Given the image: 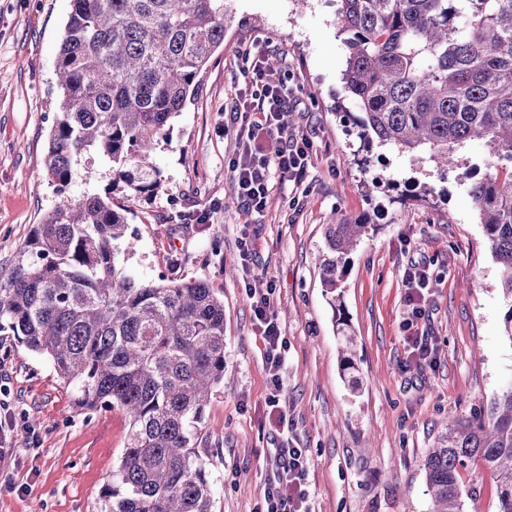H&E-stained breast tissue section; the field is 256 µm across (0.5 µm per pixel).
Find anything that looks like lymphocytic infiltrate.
Masks as SVG:
<instances>
[{
	"label": "lymphocytic infiltrate",
	"instance_id": "obj_1",
	"mask_svg": "<svg viewBox=\"0 0 512 512\" xmlns=\"http://www.w3.org/2000/svg\"><path fill=\"white\" fill-rule=\"evenodd\" d=\"M268 47L254 43L247 51L243 83L235 91L232 112L239 125L240 148L227 164L234 189L248 211L267 206L272 173L301 179L315 153V142L305 132L291 133L280 123V114L292 94L286 79L267 65ZM430 264L409 260L404 269L407 307L406 328L417 327L425 317L423 300L430 282ZM254 325L265 348L270 384H277L286 342L266 293L250 296ZM276 471L256 512H309L304 488L306 458L303 449L282 440L275 450Z\"/></svg>",
	"mask_w": 512,
	"mask_h": 512
}]
</instances>
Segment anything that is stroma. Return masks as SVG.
I'll use <instances>...</instances> for the list:
<instances>
[{
	"mask_svg": "<svg viewBox=\"0 0 512 512\" xmlns=\"http://www.w3.org/2000/svg\"><path fill=\"white\" fill-rule=\"evenodd\" d=\"M224 46L201 76L153 160L162 185L130 200L136 235L119 262L143 280L207 281L224 299V381L196 443L214 485V512H255L273 477L264 345L246 287L273 289L286 341L279 397L288 437L306 451L310 512H431L424 462L444 423L489 406L512 383V300L467 193L466 169L492 162L485 142L457 150L459 167L436 169L424 153L362 150L342 116L346 63L335 13L321 0H224ZM70 0H0V273L13 265L56 187L44 171L61 93L55 63ZM265 42L292 80L296 129L316 143L299 183L272 174L260 214L238 199L226 164L239 148L231 114L242 50ZM99 160L75 165L72 196L103 192ZM209 221L197 223L199 214ZM369 230L346 257L335 293L321 269L330 219ZM255 251L242 262L240 242ZM431 263L421 327L439 347L433 366L409 356L403 331L404 268ZM355 338L353 374L341 364ZM17 454L0 463V512H100L129 424L121 410L86 414L48 360L0 333V421Z\"/></svg>",
	"mask_w": 512,
	"mask_h": 512,
	"instance_id": "35a3bbf8",
	"label": "stroma"
}]
</instances>
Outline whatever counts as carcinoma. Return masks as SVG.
I'll return each instance as SVG.
<instances>
[{
	"mask_svg": "<svg viewBox=\"0 0 512 512\" xmlns=\"http://www.w3.org/2000/svg\"><path fill=\"white\" fill-rule=\"evenodd\" d=\"M56 58L62 91L45 173L58 201L6 275L0 332L45 357L78 409L122 410L129 421L100 512H213V483L195 436L224 382V299L204 280L146 281L117 255L134 250L131 210L113 193L157 191L158 142L200 87L224 44V0H70ZM347 51V116L363 147L426 152L456 165V148L481 139L512 164V0H337ZM84 155L110 167L102 194L67 195ZM512 299V172L466 175ZM370 225L328 224L335 292ZM479 462L497 482L496 512H512V385L490 406L454 416L424 464L433 512H466L476 495L460 470Z\"/></svg>",
	"mask_w": 512,
	"mask_h": 512,
	"instance_id": "1",
	"label": "carcinoma"
}]
</instances>
